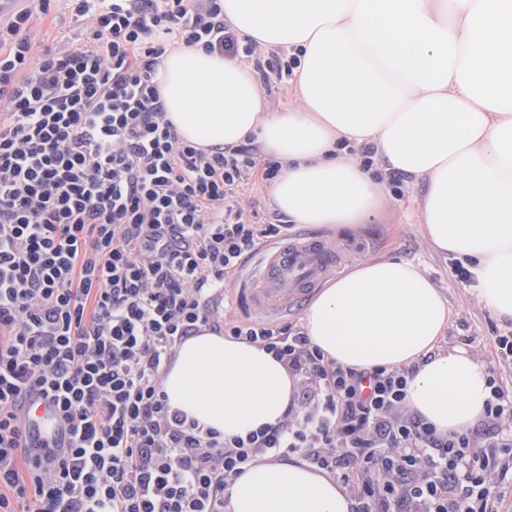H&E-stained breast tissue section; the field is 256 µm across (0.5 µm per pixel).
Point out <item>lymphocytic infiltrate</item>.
<instances>
[{
	"mask_svg": "<svg viewBox=\"0 0 512 512\" xmlns=\"http://www.w3.org/2000/svg\"><path fill=\"white\" fill-rule=\"evenodd\" d=\"M0 25V512H227L251 462L295 454L354 512H498L485 437L512 422L493 388L477 432L441 434L405 403L409 367L336 364L291 322L224 318V282L287 237L244 192L282 165L254 143L180 139L156 80L180 46L250 60L223 0H68L80 32L39 45L34 12ZM258 344L297 381L277 425L247 436L169 406L164 375L199 332ZM52 404L32 443L29 397Z\"/></svg>",
	"mask_w": 512,
	"mask_h": 512,
	"instance_id": "1",
	"label": "lymphocytic infiltrate"
}]
</instances>
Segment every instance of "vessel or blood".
Here are the masks:
<instances>
[{"label": "vessel or blood", "instance_id": "obj_1", "mask_svg": "<svg viewBox=\"0 0 512 512\" xmlns=\"http://www.w3.org/2000/svg\"><path fill=\"white\" fill-rule=\"evenodd\" d=\"M341 250L336 243L312 236L289 238L267 249L257 271L258 287L245 295L247 305L266 314L298 304L336 268ZM26 414L40 437L56 436L59 420L53 406L30 398Z\"/></svg>", "mask_w": 512, "mask_h": 512}]
</instances>
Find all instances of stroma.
Listing matches in <instances>:
<instances>
[{
  "instance_id": "obj_1",
  "label": "stroma",
  "mask_w": 512,
  "mask_h": 512,
  "mask_svg": "<svg viewBox=\"0 0 512 512\" xmlns=\"http://www.w3.org/2000/svg\"><path fill=\"white\" fill-rule=\"evenodd\" d=\"M32 33L37 42L63 43L72 34L70 11L65 0H54L49 16L34 14ZM402 195L387 193L385 214L356 228L311 227L296 224V233L313 234L340 241L345 248L342 272L373 259H402L417 263L438 288L451 311L450 321L440 338L441 348H461L481 361L502 390L512 395V358L494 349L495 337L512 336V321L500 320L484 308L468 283L452 272L453 258L436 251L421 223V186L405 178Z\"/></svg>"
}]
</instances>
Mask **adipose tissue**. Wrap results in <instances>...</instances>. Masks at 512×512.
Masks as SVG:
<instances>
[{"mask_svg":"<svg viewBox=\"0 0 512 512\" xmlns=\"http://www.w3.org/2000/svg\"><path fill=\"white\" fill-rule=\"evenodd\" d=\"M240 35L298 56L301 106L270 112L251 65L180 47L159 68L167 117L200 146L257 137L282 164L271 188L293 224L355 227L386 186L348 154L365 142L377 168L424 187L432 245L473 272L481 304L512 321V0H224ZM448 305L418 265L369 260L328 280L305 309L311 343L358 370L412 368L407 407L442 433L479 421L483 363L442 350ZM297 384L265 349L202 332L163 379L169 405L200 425L246 435L277 424ZM229 512H352L329 473L300 457L259 460L229 487Z\"/></svg>","mask_w":512,"mask_h":512,"instance_id":"ef3b65f1","label":"adipose tissue"}]
</instances>
